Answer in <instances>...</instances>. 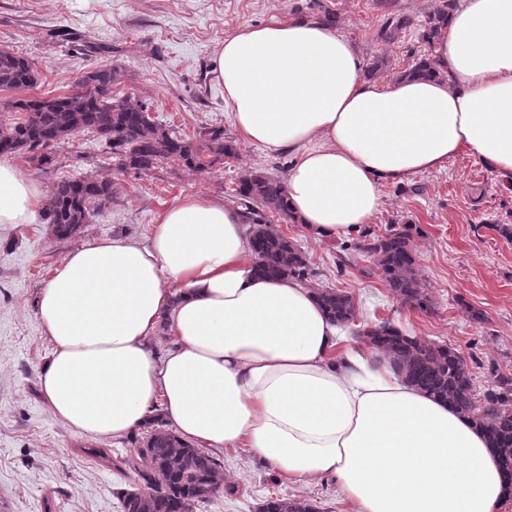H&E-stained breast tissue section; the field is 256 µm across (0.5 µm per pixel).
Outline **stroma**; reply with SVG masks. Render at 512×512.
<instances>
[{
	"instance_id": "obj_1",
	"label": "stroma",
	"mask_w": 512,
	"mask_h": 512,
	"mask_svg": "<svg viewBox=\"0 0 512 512\" xmlns=\"http://www.w3.org/2000/svg\"><path fill=\"white\" fill-rule=\"evenodd\" d=\"M337 16L336 27L365 63L382 60L377 77L393 78L423 52L421 26L441 0H322ZM311 0H0V49L27 58L38 70L36 86L0 90L5 103L18 98L56 96L77 90L94 68H117L113 94L138 96L152 116L190 140L201 128L220 126L236 140V158L192 172L176 164L150 171L118 168L111 153L83 133L57 145L56 162L41 171L26 155L9 163L43 191L70 176L112 179L118 191L81 232L57 240L41 216L28 224L0 225V512H120L124 484L112 470L91 462L85 439L75 436L50 412L39 390L41 367L52 345L36 315L41 288L71 250L114 235L141 242L154 231L156 217L187 195L231 205L246 171L287 177L294 162L288 152L271 153L240 141L224 108V86L212 59L225 36L246 25L308 15ZM410 18L393 42L379 39L387 17ZM69 39L56 38V31ZM381 207L368 229L383 234L390 223L420 229L414 238L420 273L431 300L428 309L404 306L379 276L372 260L340 240L315 239L304 225L273 219L279 231L303 251L313 270L312 288H338L356 302L348 328L352 344L359 329L385 320L411 336L450 345L465 357L477 389L487 388L488 365L512 373V237L496 232L512 226V190L478 159L461 153L445 169L420 172L381 188ZM485 319L470 321L465 307ZM235 495H220L197 512H258L271 495L303 496L321 512H351L329 478L291 482L243 448L215 451Z\"/></svg>"
}]
</instances>
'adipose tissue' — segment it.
<instances>
[{"instance_id":"adipose-tissue-1","label":"adipose tissue","mask_w":512,"mask_h":512,"mask_svg":"<svg viewBox=\"0 0 512 512\" xmlns=\"http://www.w3.org/2000/svg\"><path fill=\"white\" fill-rule=\"evenodd\" d=\"M431 56L444 79L368 78L314 18L247 26L212 61L244 140L290 151L288 204L318 238L371 223L382 183L466 152L512 183V0H459ZM44 193L0 162V225ZM40 392L75 435L120 439L157 414L183 440L245 448L288 481L332 478L353 512H501L495 454L468 419L349 346L313 289L257 275L240 210L186 196L149 244L70 251L37 299ZM167 325L174 343L157 351Z\"/></svg>"}]
</instances>
